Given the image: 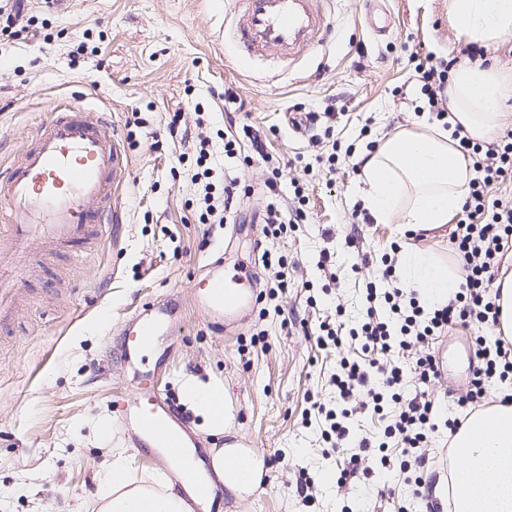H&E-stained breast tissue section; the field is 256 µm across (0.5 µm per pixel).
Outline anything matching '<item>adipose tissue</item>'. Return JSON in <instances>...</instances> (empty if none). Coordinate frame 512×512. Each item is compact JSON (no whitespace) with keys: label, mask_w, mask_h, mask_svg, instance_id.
I'll return each instance as SVG.
<instances>
[{"label":"adipose tissue","mask_w":512,"mask_h":512,"mask_svg":"<svg viewBox=\"0 0 512 512\" xmlns=\"http://www.w3.org/2000/svg\"><path fill=\"white\" fill-rule=\"evenodd\" d=\"M448 25L468 42L491 50L512 42V0H448ZM449 127L418 121L384 135L363 151V195L376 223L398 221L399 232L416 236L446 228L461 210L474 176L459 150V136L477 141L500 131L503 107L512 99V70L482 62L458 66L448 83ZM400 282L429 302L447 299L457 280L453 264L423 249L407 247L397 257ZM189 400L208 424L223 428L228 417L224 389L187 384ZM448 512H512V402L495 401L471 416L452 441ZM225 449L210 451V467L228 489L243 494L256 481L262 459L242 455L225 463ZM163 477H132L121 453L103 470L98 512H188Z\"/></svg>","instance_id":"1"}]
</instances>
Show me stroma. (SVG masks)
Masks as SVG:
<instances>
[{
    "instance_id": "obj_1",
    "label": "stroma",
    "mask_w": 512,
    "mask_h": 512,
    "mask_svg": "<svg viewBox=\"0 0 512 512\" xmlns=\"http://www.w3.org/2000/svg\"><path fill=\"white\" fill-rule=\"evenodd\" d=\"M391 24L382 35L366 23L368 0H333L324 40L292 65L270 56L243 58L229 34L232 0H29L30 15L51 36L43 42L0 36V171L33 142L53 112L79 102L104 118L130 160V176L112 198L119 221L97 247L38 254L37 273L22 287L14 319L0 333V512H91L106 449H122L136 475L160 472L120 430L112 403L132 397L120 362L123 322L145 303L170 300L178 325L153 345L162 360L157 388L175 400L209 447L249 444L262 457L265 487L237 496L218 488L212 512H423L424 500L388 449L387 466L369 464L344 488L327 482L335 460L325 453L313 402L335 407L329 383L341 353L320 349L321 321L357 327L365 285L400 235L395 224L363 225L350 241L348 217L362 209L358 152L367 141L416 122L422 98L404 56L411 50L464 60L474 50L446 20L448 0H384ZM232 90L243 109L224 100ZM319 113L313 129H293L288 115ZM183 114L170 137L172 112ZM251 126L236 156L223 134ZM369 128L361 137V128ZM216 186L251 188L234 199L230 224L197 223L193 203L199 135ZM335 154L334 168L318 155ZM285 172L282 209L302 189L306 217L286 237H265L257 217L269 163ZM288 257V291L266 299L271 273L259 271L253 304L215 323L194 300L200 269L224 258V275L260 262L263 252ZM332 266L320 268L322 252ZM373 265L357 268L359 255ZM263 335V346L252 345ZM469 334L454 331L435 350L446 362L431 386L438 397L464 393L473 367ZM224 387L231 415L224 434L207 430L185 400L183 382ZM314 483L304 504L300 474Z\"/></svg>"
}]
</instances>
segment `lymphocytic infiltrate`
I'll return each instance as SVG.
<instances>
[{
  "label": "lymphocytic infiltrate",
  "instance_id": "lymphocytic-infiltrate-1",
  "mask_svg": "<svg viewBox=\"0 0 512 512\" xmlns=\"http://www.w3.org/2000/svg\"><path fill=\"white\" fill-rule=\"evenodd\" d=\"M409 63L424 97V106L436 120L448 118L450 61L410 54ZM209 137L198 143V162L203 168L193 176L199 188L198 221L220 224L226 220L234 185L216 188L205 162ZM460 148L472 162L474 178L450 242L458 259L460 280L447 301L430 306L417 296H406L395 287L394 263L381 268L378 281L366 285V312L359 327L343 331L340 325L321 323L318 346H341L357 342L366 360L341 357L330 382L336 390L337 409L318 406L323 426L321 435L337 453L342 475L355 474L360 463L376 457V448L396 445L403 457L400 468L424 469L430 463L426 447L437 429L435 419L440 402L428 387L440 377L431 346L448 332L462 328L492 327L498 308L489 292L492 273L512 250V201L494 197L493 187L512 182V130L495 142L483 144L460 137ZM474 352L480 361L465 394L455 397L457 408L466 413L478 411L487 400L491 382L512 380V341L496 339L487 344L474 339ZM419 392L408 394L411 382ZM357 413L385 415L382 439L365 435L351 440L349 420Z\"/></svg>",
  "mask_w": 512,
  "mask_h": 512
}]
</instances>
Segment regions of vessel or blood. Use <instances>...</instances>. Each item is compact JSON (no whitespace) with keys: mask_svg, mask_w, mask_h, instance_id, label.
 <instances>
[{"mask_svg":"<svg viewBox=\"0 0 512 512\" xmlns=\"http://www.w3.org/2000/svg\"><path fill=\"white\" fill-rule=\"evenodd\" d=\"M328 29L320 0H238L233 37L242 56L266 50L283 57L306 54ZM129 175L127 158L115 135L75 105L42 124L31 148L0 177V223L7 226L17 260L45 243L66 246L97 238L107 224L112 197ZM252 271L224 279L205 274L199 306L211 317L239 309ZM170 315L164 303L144 305L125 323L123 362L132 373L134 396L116 418L132 429L141 448H164L173 456L195 447L186 422L170 399L153 387L141 369V352L166 333Z\"/></svg>","mask_w":512,"mask_h":512,"instance_id":"b4317fda","label":"vessel or blood"}]
</instances>
